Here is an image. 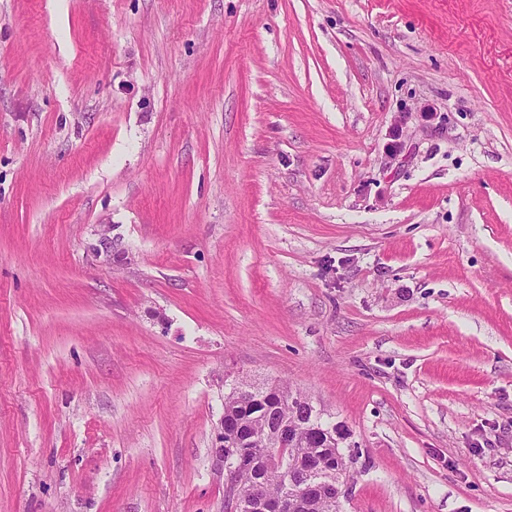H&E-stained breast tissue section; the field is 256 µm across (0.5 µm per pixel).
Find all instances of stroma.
<instances>
[{
  "label": "stroma",
  "mask_w": 512,
  "mask_h": 512,
  "mask_svg": "<svg viewBox=\"0 0 512 512\" xmlns=\"http://www.w3.org/2000/svg\"><path fill=\"white\" fill-rule=\"evenodd\" d=\"M229 374L512 512V0H0V512H224ZM99 226L100 228L97 230V254L103 256L105 261L121 262L126 260V253L116 247V242L111 236V227L106 224Z\"/></svg>",
  "instance_id": "stroma-1"
}]
</instances>
